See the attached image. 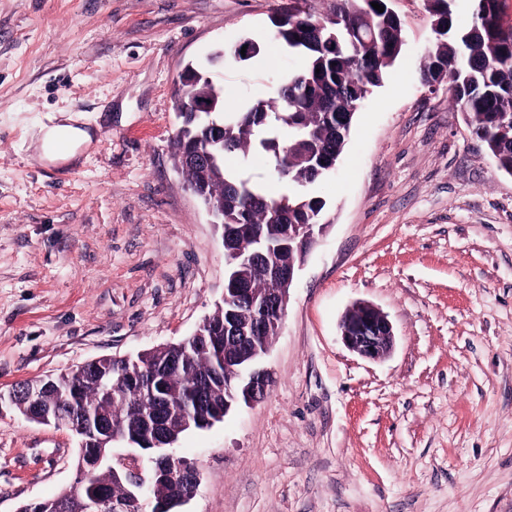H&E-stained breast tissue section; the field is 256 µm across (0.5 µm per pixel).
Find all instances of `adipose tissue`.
Listing matches in <instances>:
<instances>
[{"label":"adipose tissue","mask_w":512,"mask_h":512,"mask_svg":"<svg viewBox=\"0 0 512 512\" xmlns=\"http://www.w3.org/2000/svg\"><path fill=\"white\" fill-rule=\"evenodd\" d=\"M97 144L95 131L84 127L80 114L62 112L51 124L41 126L32 148L39 160L75 164Z\"/></svg>","instance_id":"ef3b65f1"}]
</instances>
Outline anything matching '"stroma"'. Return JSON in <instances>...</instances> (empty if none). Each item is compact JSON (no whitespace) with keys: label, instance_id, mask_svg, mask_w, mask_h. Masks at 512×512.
I'll use <instances>...</instances> for the list:
<instances>
[{"label":"stroma","instance_id":"35a3bbf8","mask_svg":"<svg viewBox=\"0 0 512 512\" xmlns=\"http://www.w3.org/2000/svg\"><path fill=\"white\" fill-rule=\"evenodd\" d=\"M279 0H0V390L191 336L221 304L222 231L186 186L173 89L209 68L224 109L267 97L303 59L210 65L271 28ZM404 34L335 170L330 223L290 290L255 405L179 437L199 472L179 512H512V175L447 84L423 85L426 0H390ZM100 143L78 165L29 145L55 112ZM359 300L391 353L342 342ZM69 430L0 410V512L76 477Z\"/></svg>","mask_w":512,"mask_h":512}]
</instances>
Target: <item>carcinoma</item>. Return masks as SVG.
I'll use <instances>...</instances> for the list:
<instances>
[{
    "label": "carcinoma",
    "mask_w": 512,
    "mask_h": 512,
    "mask_svg": "<svg viewBox=\"0 0 512 512\" xmlns=\"http://www.w3.org/2000/svg\"><path fill=\"white\" fill-rule=\"evenodd\" d=\"M373 1L385 7L384 12L374 9ZM312 2L286 0L271 18L274 38L305 57L304 67L288 76L276 95L259 98L242 112L197 116L186 110L190 97L206 96L217 108L220 101L205 71L195 66L186 68L184 81L175 90L176 108L182 112V125L173 140L175 156L187 182L199 188L206 204L224 202V224L233 230L224 250L248 259L239 273L254 293L270 287V270L285 271L299 260L297 252L284 246L287 228L326 222V203L308 187L320 178L317 170L336 165L345 150L355 116L347 111L352 95L362 86L381 84L404 45L401 21L389 0H331L323 13ZM452 2L429 4L439 29L420 68L421 80L448 71L454 84L452 100L466 114L473 135L498 168L512 174V131L504 133L512 119V25L503 21V0H472L471 19L465 25L456 19ZM215 123L222 126V147L213 145ZM198 149L210 151L213 158L184 159ZM257 150L270 155L278 178L288 183V193L268 198L258 184L226 167V156L246 157ZM258 234L273 251L268 259L254 262ZM224 319V312L214 313L206 341L188 342L179 353L163 348L142 358L150 367L176 354L181 357L179 367L166 379V397L173 408L195 407L199 382L212 373L218 381L210 398L224 403ZM118 378V366L101 358L78 374L47 378L38 403L20 399L16 408L26 417L52 409L70 420L101 419L111 432L121 435L142 419L143 389L138 384L122 385L113 396L107 392V382ZM129 490L122 473L102 469L81 477L55 498L36 501L32 512H58L61 504L67 512H90L94 498L122 502ZM158 493L171 512L187 497L186 487L177 479L160 484Z\"/></svg>",
    "instance_id": "cac0c4a2"
}]
</instances>
